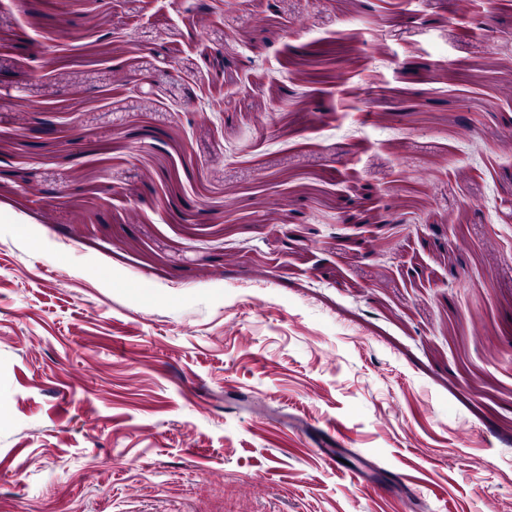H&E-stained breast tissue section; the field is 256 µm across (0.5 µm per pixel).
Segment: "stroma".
Masks as SVG:
<instances>
[{"instance_id": "1", "label": "stroma", "mask_w": 512, "mask_h": 512, "mask_svg": "<svg viewBox=\"0 0 512 512\" xmlns=\"http://www.w3.org/2000/svg\"><path fill=\"white\" fill-rule=\"evenodd\" d=\"M395 2L0 0V512H512V0Z\"/></svg>"}]
</instances>
